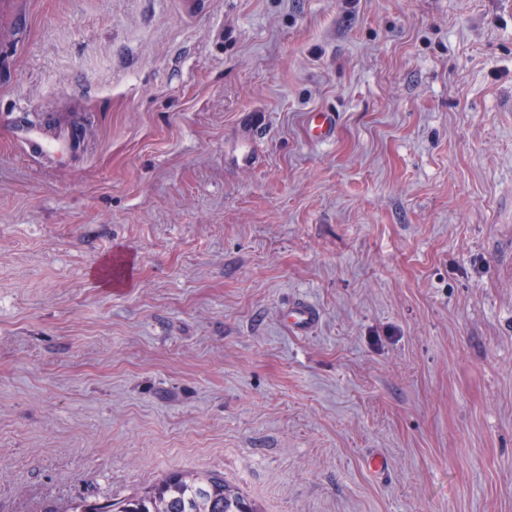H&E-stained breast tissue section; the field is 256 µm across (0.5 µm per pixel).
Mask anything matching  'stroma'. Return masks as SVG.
I'll return each instance as SVG.
<instances>
[{"instance_id": "stroma-1", "label": "stroma", "mask_w": 512, "mask_h": 512, "mask_svg": "<svg viewBox=\"0 0 512 512\" xmlns=\"http://www.w3.org/2000/svg\"><path fill=\"white\" fill-rule=\"evenodd\" d=\"M198 2L0 0V512H512V0ZM338 116L335 112H308L306 133L310 141L324 144L331 141L336 134ZM18 138L26 142L32 151H54L58 152L62 149H72L73 141L69 133L58 136L52 142H45L43 135L38 127L33 124L24 127H17ZM288 324L299 332H307L314 328L318 321L316 309L306 303H297L285 314ZM113 507V508H112ZM69 512H256L224 477L172 473L139 496L119 503L77 500Z\"/></svg>"}]
</instances>
